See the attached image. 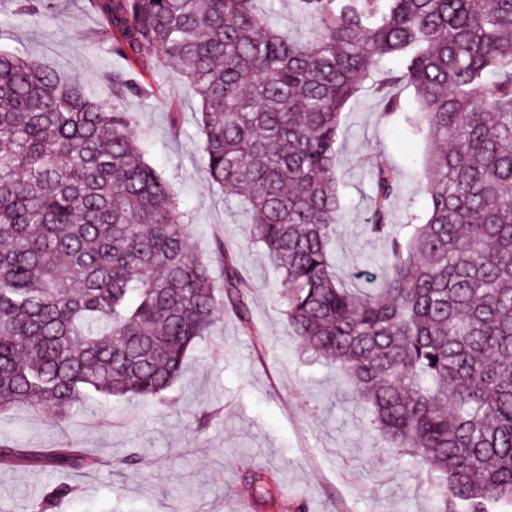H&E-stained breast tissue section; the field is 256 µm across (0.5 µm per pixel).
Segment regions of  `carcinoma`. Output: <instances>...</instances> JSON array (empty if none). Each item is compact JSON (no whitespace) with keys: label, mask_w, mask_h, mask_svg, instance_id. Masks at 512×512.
Listing matches in <instances>:
<instances>
[{"label":"carcinoma","mask_w":512,"mask_h":512,"mask_svg":"<svg viewBox=\"0 0 512 512\" xmlns=\"http://www.w3.org/2000/svg\"><path fill=\"white\" fill-rule=\"evenodd\" d=\"M15 2L39 22L43 0ZM255 2L90 0L130 65L108 102L0 53V409L162 402L224 304L250 322L245 270L217 243L218 285L188 255L190 215L121 107L165 61L200 99L203 167L249 206L302 350L346 377L395 455L426 464L438 512L512 506V0H299L303 39ZM393 82L414 108L386 95L384 115L432 146L428 206L395 231L400 177L375 167L382 274L349 288L332 258L343 109ZM15 462L100 465L0 442Z\"/></svg>","instance_id":"1"}]
</instances>
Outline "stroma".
Listing matches in <instances>:
<instances>
[{
    "mask_svg": "<svg viewBox=\"0 0 512 512\" xmlns=\"http://www.w3.org/2000/svg\"><path fill=\"white\" fill-rule=\"evenodd\" d=\"M0 50L28 56L104 98L113 73L129 69L112 54L87 0H56L36 24L14 0H0ZM144 81L150 98L131 97L126 106L150 146L147 159L189 212V250L208 260L213 279L224 276L220 241L246 271L251 321L225 308L164 402L115 399L106 410L84 406L63 419L29 405L0 411L2 442L80 448L102 461L69 473L0 466V512H34L60 485L71 493L53 512H435L426 466L396 459L351 385L289 336L286 287L249 243L245 204L225 199L201 164L197 97L171 64L156 65ZM427 152L384 117L374 88L346 104L336 156L345 206L334 244L341 278L376 270L386 251L367 230L372 169L384 162L400 171L393 201L400 219L426 205L417 173ZM131 451L139 466L122 465ZM251 473L271 478L273 500L254 497Z\"/></svg>",
    "mask_w": 512,
    "mask_h": 512,
    "instance_id": "35a3bbf8",
    "label": "stroma"
}]
</instances>
